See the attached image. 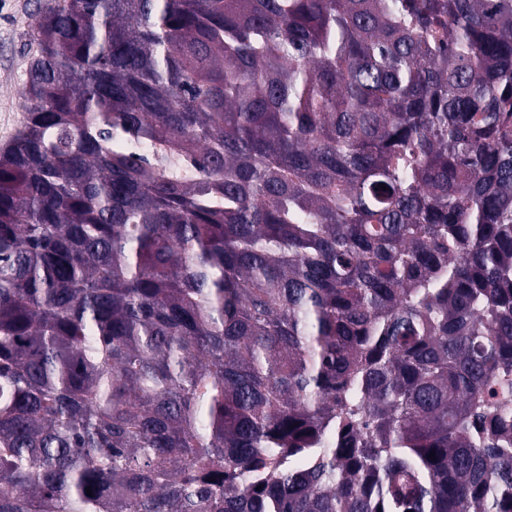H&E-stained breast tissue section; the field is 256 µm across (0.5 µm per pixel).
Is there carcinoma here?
Segmentation results:
<instances>
[{"instance_id":"1","label":"carcinoma","mask_w":512,"mask_h":512,"mask_svg":"<svg viewBox=\"0 0 512 512\" xmlns=\"http://www.w3.org/2000/svg\"><path fill=\"white\" fill-rule=\"evenodd\" d=\"M27 36L0 512H512V0H63Z\"/></svg>"}]
</instances>
